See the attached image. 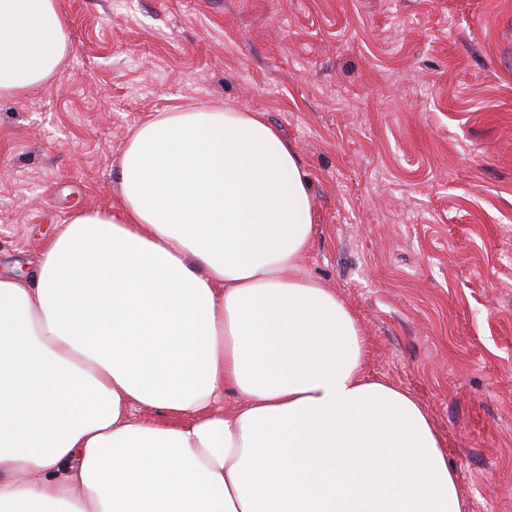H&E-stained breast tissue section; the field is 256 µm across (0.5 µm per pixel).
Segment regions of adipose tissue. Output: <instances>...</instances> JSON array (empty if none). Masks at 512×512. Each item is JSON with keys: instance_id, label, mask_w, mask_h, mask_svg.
<instances>
[{"instance_id": "adipose-tissue-1", "label": "adipose tissue", "mask_w": 512, "mask_h": 512, "mask_svg": "<svg viewBox=\"0 0 512 512\" xmlns=\"http://www.w3.org/2000/svg\"><path fill=\"white\" fill-rule=\"evenodd\" d=\"M71 49L58 0H0V97ZM119 169V209L0 275V512H463L427 409L367 376L353 312L300 262L311 194L275 127L164 112Z\"/></svg>"}]
</instances>
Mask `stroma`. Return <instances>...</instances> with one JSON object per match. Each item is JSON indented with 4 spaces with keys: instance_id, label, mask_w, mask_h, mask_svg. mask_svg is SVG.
Here are the masks:
<instances>
[{
    "instance_id": "35a3bbf8",
    "label": "stroma",
    "mask_w": 512,
    "mask_h": 512,
    "mask_svg": "<svg viewBox=\"0 0 512 512\" xmlns=\"http://www.w3.org/2000/svg\"><path fill=\"white\" fill-rule=\"evenodd\" d=\"M72 51L0 97V273L121 204L160 112L262 113L316 232L301 262L352 310L365 369L429 410L466 512H512V0H60Z\"/></svg>"
}]
</instances>
